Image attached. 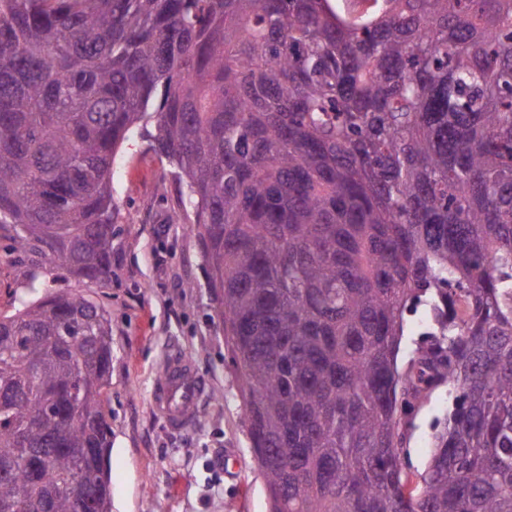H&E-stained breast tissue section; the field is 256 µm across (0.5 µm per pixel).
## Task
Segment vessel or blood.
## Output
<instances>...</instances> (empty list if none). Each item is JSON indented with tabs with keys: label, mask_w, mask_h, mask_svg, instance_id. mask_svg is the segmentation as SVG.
I'll list each match as a JSON object with an SVG mask.
<instances>
[{
	"label": "vessel or blood",
	"mask_w": 512,
	"mask_h": 512,
	"mask_svg": "<svg viewBox=\"0 0 512 512\" xmlns=\"http://www.w3.org/2000/svg\"><path fill=\"white\" fill-rule=\"evenodd\" d=\"M205 395L204 383L190 358L169 354L151 394L156 415L174 431L187 429Z\"/></svg>",
	"instance_id": "1"
}]
</instances>
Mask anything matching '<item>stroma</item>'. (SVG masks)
I'll return each instance as SVG.
<instances>
[{"instance_id":"35a3bbf8","label":"stroma","mask_w":512,"mask_h":512,"mask_svg":"<svg viewBox=\"0 0 512 512\" xmlns=\"http://www.w3.org/2000/svg\"><path fill=\"white\" fill-rule=\"evenodd\" d=\"M168 161L133 133L114 165L118 206L112 285L95 288L66 275L25 285L22 260L0 263V314L20 301L69 288L105 306L112 320V512H269L263 475L241 422L242 396L209 267L187 225L176 223L179 185ZM188 353L207 387L194 424L168 429L150 393L171 348ZM448 409L440 388L417 409L408 452L412 473L432 451V425Z\"/></svg>"}]
</instances>
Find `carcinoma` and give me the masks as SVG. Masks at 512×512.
Segmentation results:
<instances>
[{"mask_svg":"<svg viewBox=\"0 0 512 512\" xmlns=\"http://www.w3.org/2000/svg\"><path fill=\"white\" fill-rule=\"evenodd\" d=\"M360 2L0 0V257L112 287L113 165L152 123L271 512H512V0ZM111 370L100 303L0 314V512H111ZM447 410L448 388H439L415 412L407 447L412 473H422L426 469L432 451V425L437 418H443Z\"/></svg>","mask_w":512,"mask_h":512,"instance_id":"cac0c4a2","label":"carcinoma"}]
</instances>
